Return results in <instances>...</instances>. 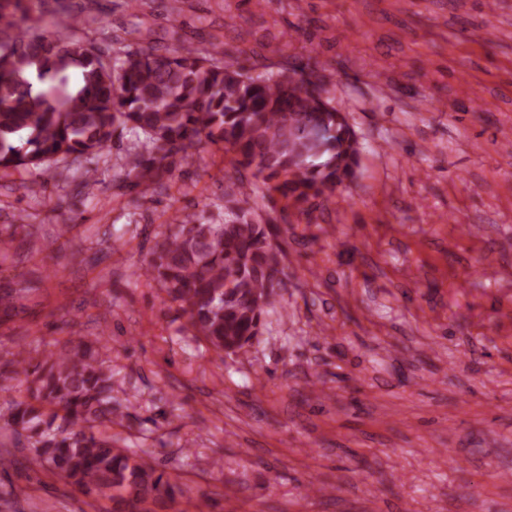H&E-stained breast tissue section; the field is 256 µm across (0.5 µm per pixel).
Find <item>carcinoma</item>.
<instances>
[{
	"mask_svg": "<svg viewBox=\"0 0 512 512\" xmlns=\"http://www.w3.org/2000/svg\"><path fill=\"white\" fill-rule=\"evenodd\" d=\"M24 0H0V172L32 170L104 152L117 130L144 137L125 180L145 197L176 177L177 162L204 144L232 154L224 172V222L184 215L144 270L179 305L195 335L218 353L242 350L261 333L277 295L269 271H284L273 240L279 227L244 207L252 182H270V201L301 208L327 200L352 180L361 151L347 116L297 73L224 60L220 42L198 48L173 32L174 45L127 48L112 62L77 35L71 17L58 30L20 29ZM109 348L84 341L31 367L19 351L0 367L29 377V396L0 417L27 462L71 485L108 498L121 512H153L173 502L177 486L144 456L118 445L112 425L124 412L112 401Z\"/></svg>",
	"mask_w": 512,
	"mask_h": 512,
	"instance_id": "obj_1",
	"label": "carcinoma"
}]
</instances>
